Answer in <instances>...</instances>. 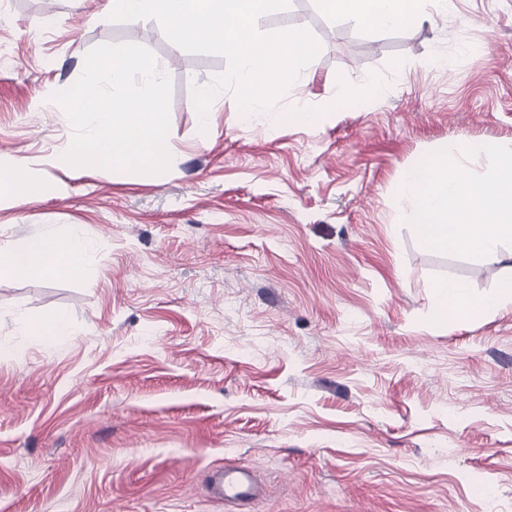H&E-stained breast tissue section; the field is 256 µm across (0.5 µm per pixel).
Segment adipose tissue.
<instances>
[{
  "label": "adipose tissue",
  "instance_id": "obj_1",
  "mask_svg": "<svg viewBox=\"0 0 512 512\" xmlns=\"http://www.w3.org/2000/svg\"><path fill=\"white\" fill-rule=\"evenodd\" d=\"M422 0H321L325 10L359 24L386 30L418 25ZM47 184L34 179L29 164L0 155V201L25 204L42 196ZM86 243L79 225L61 235L36 236L17 247H0V274L26 278L80 277Z\"/></svg>",
  "mask_w": 512,
  "mask_h": 512
}]
</instances>
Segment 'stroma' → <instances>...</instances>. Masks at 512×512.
<instances>
[{
  "label": "stroma",
  "mask_w": 512,
  "mask_h": 512,
  "mask_svg": "<svg viewBox=\"0 0 512 512\" xmlns=\"http://www.w3.org/2000/svg\"><path fill=\"white\" fill-rule=\"evenodd\" d=\"M105 6L0 0V154L52 188L0 205V247L89 243L83 277L0 275V512H232L206 487L227 462L265 488L246 512H512V302L441 322L433 290L493 296L512 246L432 250L400 188L432 151L512 144V0H424L384 31L290 0L257 27L310 30L313 66L261 124L219 93L205 132L192 91L225 58ZM126 42L172 82L159 182L60 160L52 94ZM54 312L65 335H28Z\"/></svg>",
  "instance_id": "obj_1"
}]
</instances>
